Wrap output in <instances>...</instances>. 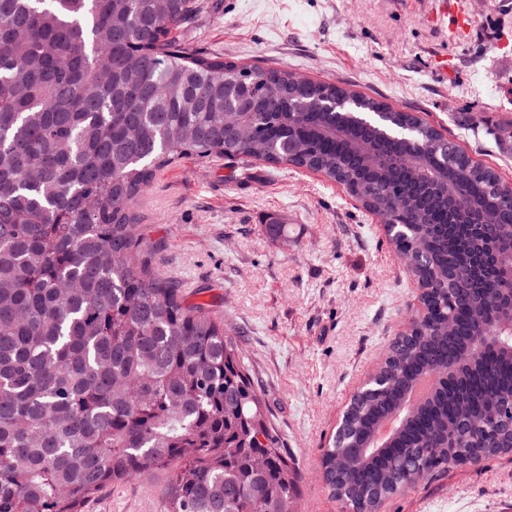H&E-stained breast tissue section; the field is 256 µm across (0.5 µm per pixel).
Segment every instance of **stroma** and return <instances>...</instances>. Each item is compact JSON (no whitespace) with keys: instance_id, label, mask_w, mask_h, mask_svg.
Segmentation results:
<instances>
[{"instance_id":"stroma-1","label":"stroma","mask_w":512,"mask_h":512,"mask_svg":"<svg viewBox=\"0 0 512 512\" xmlns=\"http://www.w3.org/2000/svg\"><path fill=\"white\" fill-rule=\"evenodd\" d=\"M181 42L241 65L341 81L427 119L512 185L490 134L512 116V0H474L460 35L437 0H200ZM451 69L441 77L436 57ZM153 267L224 320L296 467L299 512H342L321 472L343 411L416 310L382 224L344 187L260 160L183 159L136 207ZM166 476L107 487L83 512H168ZM379 512H512V459L448 468Z\"/></svg>"}]
</instances>
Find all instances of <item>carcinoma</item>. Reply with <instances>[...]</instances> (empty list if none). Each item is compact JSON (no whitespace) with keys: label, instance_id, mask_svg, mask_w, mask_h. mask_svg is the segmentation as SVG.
Returning <instances> with one entry per match:
<instances>
[{"label":"carcinoma","instance_id":"carcinoma-1","mask_svg":"<svg viewBox=\"0 0 512 512\" xmlns=\"http://www.w3.org/2000/svg\"><path fill=\"white\" fill-rule=\"evenodd\" d=\"M198 0H0V512H82L168 474L170 512H296L295 472L224 321L155 270L135 206L193 156L294 165L343 185L426 249V322L394 342L321 468L346 512L471 460L465 420L512 401V341L433 384L392 448L363 452L423 372L477 326L498 271L466 224L512 239V188L432 125L343 83L291 84L177 40ZM234 123L252 135L236 139ZM495 435L484 458L512 453ZM451 433V454L432 440Z\"/></svg>","mask_w":512,"mask_h":512}]
</instances>
